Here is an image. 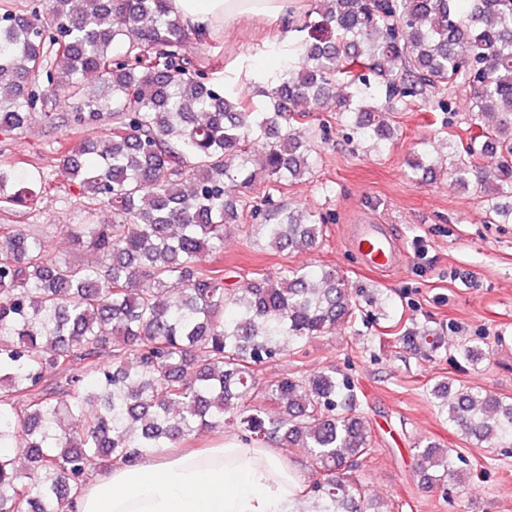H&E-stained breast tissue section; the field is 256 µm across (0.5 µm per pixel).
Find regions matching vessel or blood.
Listing matches in <instances>:
<instances>
[{
    "label": "vessel or blood",
    "instance_id": "vessel-or-blood-1",
    "mask_svg": "<svg viewBox=\"0 0 512 512\" xmlns=\"http://www.w3.org/2000/svg\"><path fill=\"white\" fill-rule=\"evenodd\" d=\"M345 244L357 253L364 268L373 272H391L404 264V252L389 225L379 224L373 218L350 225Z\"/></svg>",
    "mask_w": 512,
    "mask_h": 512
}]
</instances>
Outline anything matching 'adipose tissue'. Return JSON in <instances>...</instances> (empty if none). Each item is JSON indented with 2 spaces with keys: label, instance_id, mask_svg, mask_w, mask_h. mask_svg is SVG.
Here are the masks:
<instances>
[{
  "label": "adipose tissue",
  "instance_id": "adipose-tissue-1",
  "mask_svg": "<svg viewBox=\"0 0 512 512\" xmlns=\"http://www.w3.org/2000/svg\"><path fill=\"white\" fill-rule=\"evenodd\" d=\"M296 0H170L186 26L205 35L264 22ZM303 483L277 449L228 435L214 445L144 456L93 474L75 512H292Z\"/></svg>",
  "mask_w": 512,
  "mask_h": 512
}]
</instances>
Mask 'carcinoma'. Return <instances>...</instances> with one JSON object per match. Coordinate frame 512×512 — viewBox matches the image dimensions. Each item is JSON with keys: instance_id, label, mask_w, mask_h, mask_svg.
Listing matches in <instances>:
<instances>
[{"instance_id": "cac0c4a2", "label": "carcinoma", "mask_w": 512, "mask_h": 512, "mask_svg": "<svg viewBox=\"0 0 512 512\" xmlns=\"http://www.w3.org/2000/svg\"><path fill=\"white\" fill-rule=\"evenodd\" d=\"M168 2L33 0L26 17L0 13V134L35 113L87 132L59 143L60 181L1 162L0 211L67 186L111 212L67 225L99 265L0 224V448L15 449L0 454V512H70L99 467L202 431L304 448L305 512H370L357 470L375 435L354 380L334 368L258 376L286 343L297 354L353 320L348 284L333 267H298L241 289L206 264L224 251V232L249 220H263L258 232L276 251L322 236L323 214L276 197L314 171L315 138L294 133L313 101H333L358 146L380 153L394 114L463 88L472 119L494 124L448 141L446 173L482 199L485 222L512 224V0H310L288 26L296 53L259 105L231 76L198 68L190 47L201 34ZM42 76L66 91L68 111L49 108ZM411 168L435 177L426 141ZM433 395L467 438L512 445V402L450 382ZM415 454L422 488L460 480L461 455L431 441Z\"/></svg>"}]
</instances>
